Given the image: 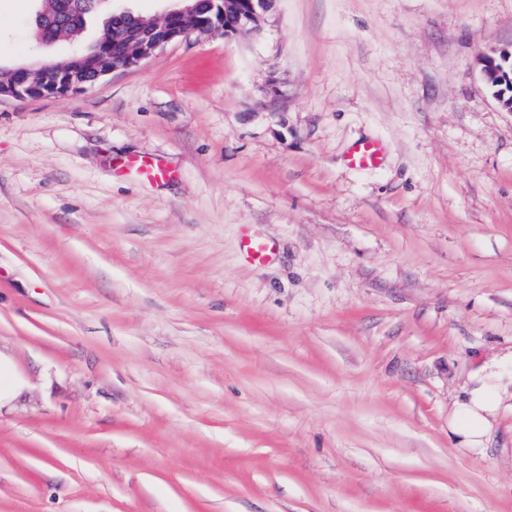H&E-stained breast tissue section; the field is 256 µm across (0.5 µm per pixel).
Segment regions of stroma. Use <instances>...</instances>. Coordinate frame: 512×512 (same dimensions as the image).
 Instances as JSON below:
<instances>
[{
  "mask_svg": "<svg viewBox=\"0 0 512 512\" xmlns=\"http://www.w3.org/2000/svg\"><path fill=\"white\" fill-rule=\"evenodd\" d=\"M175 7L99 0L83 40ZM42 8L0 0V66L73 55L37 44ZM509 46L512 0H274L260 35L0 99V353L25 380L0 512H512V112L479 64ZM364 138L381 167L347 166ZM493 363L497 417L459 447ZM500 402L497 374L486 372L470 391L469 398L457 404L450 430L468 448H479L492 427Z\"/></svg>",
  "mask_w": 512,
  "mask_h": 512,
  "instance_id": "obj_1",
  "label": "stroma"
}]
</instances>
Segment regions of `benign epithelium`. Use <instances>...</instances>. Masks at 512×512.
Segmentation results:
<instances>
[{"label":"benign epithelium","mask_w":512,"mask_h":512,"mask_svg":"<svg viewBox=\"0 0 512 512\" xmlns=\"http://www.w3.org/2000/svg\"><path fill=\"white\" fill-rule=\"evenodd\" d=\"M182 5L165 14L157 22H146L129 12L114 15L130 18L135 26L120 35L121 49L112 52V27L102 32L99 43L89 52H77L61 62L45 63L38 68L0 69V98H34L66 96L94 85L102 77L141 65L166 45L193 34L204 35L222 31L226 36L242 33L258 34L263 29L266 14L274 0H208L209 17H200L201 0H180ZM42 28L51 33H63L70 24L69 11L44 13ZM497 52L480 58L485 83L493 85L500 76L496 68Z\"/></svg>","instance_id":"benign-epithelium-1"}]
</instances>
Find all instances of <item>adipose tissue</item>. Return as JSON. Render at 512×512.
Returning <instances> with one entry per match:
<instances>
[{
	"label": "adipose tissue",
	"instance_id": "adipose-tissue-1",
	"mask_svg": "<svg viewBox=\"0 0 512 512\" xmlns=\"http://www.w3.org/2000/svg\"><path fill=\"white\" fill-rule=\"evenodd\" d=\"M499 402L498 377L495 372H486L479 378L468 399L458 403L450 423L452 433L459 437L463 445L478 447L492 427Z\"/></svg>",
	"mask_w": 512,
	"mask_h": 512
}]
</instances>
